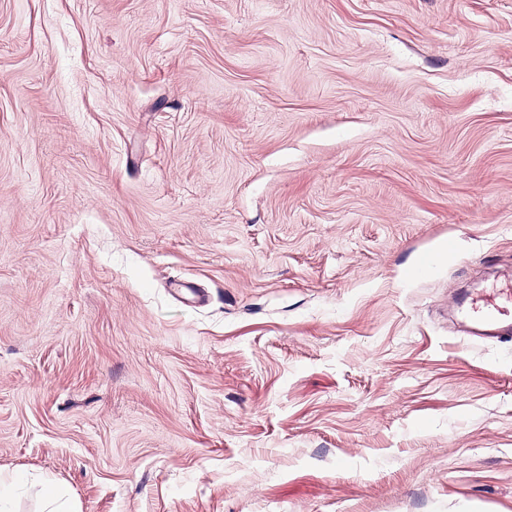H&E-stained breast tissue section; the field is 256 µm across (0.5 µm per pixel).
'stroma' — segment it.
<instances>
[{"label": "stroma", "mask_w": 512, "mask_h": 512, "mask_svg": "<svg viewBox=\"0 0 512 512\" xmlns=\"http://www.w3.org/2000/svg\"><path fill=\"white\" fill-rule=\"evenodd\" d=\"M510 281L512 0H0L12 512H512ZM512 286L506 288L503 294L505 295V303L510 305L500 306L492 303L491 307L481 310L474 303L472 306V318L474 322L479 326L496 324L501 321L509 320L512 324Z\"/></svg>", "instance_id": "stroma-1"}]
</instances>
